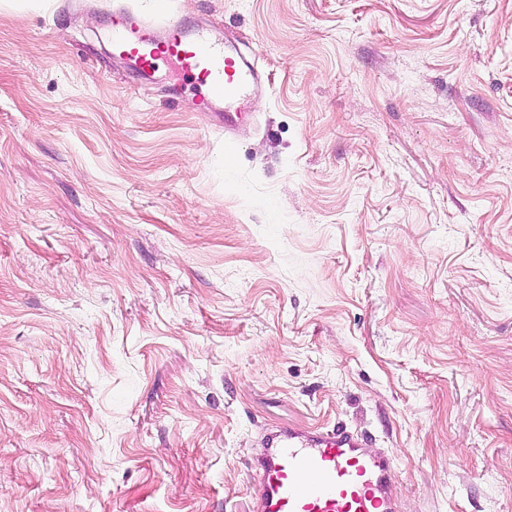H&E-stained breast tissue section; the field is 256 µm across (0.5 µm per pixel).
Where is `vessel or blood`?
I'll use <instances>...</instances> for the list:
<instances>
[{"label":"vessel or blood","mask_w":512,"mask_h":512,"mask_svg":"<svg viewBox=\"0 0 512 512\" xmlns=\"http://www.w3.org/2000/svg\"><path fill=\"white\" fill-rule=\"evenodd\" d=\"M112 51L129 58L145 83L160 62L177 65L200 91L199 111L223 109L228 133L245 114L259 81L241 54L178 18L113 11ZM262 442L264 451L255 461L254 512H400L396 462L368 453L364 438L349 428L277 426Z\"/></svg>","instance_id":"vessel-or-blood-1"}]
</instances>
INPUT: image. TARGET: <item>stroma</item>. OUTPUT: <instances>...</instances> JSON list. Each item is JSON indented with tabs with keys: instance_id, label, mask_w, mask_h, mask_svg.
<instances>
[{
	"instance_id": "1",
	"label": "stroma",
	"mask_w": 512,
	"mask_h": 512,
	"mask_svg": "<svg viewBox=\"0 0 512 512\" xmlns=\"http://www.w3.org/2000/svg\"><path fill=\"white\" fill-rule=\"evenodd\" d=\"M118 7L233 45L250 122ZM288 424L512 512V0H0V512H253ZM112 53L129 58L148 83L160 62L178 66L200 90L199 112L224 108V131L232 133L249 112L259 74L237 51L181 19L152 20L126 9L112 11Z\"/></svg>"
}]
</instances>
